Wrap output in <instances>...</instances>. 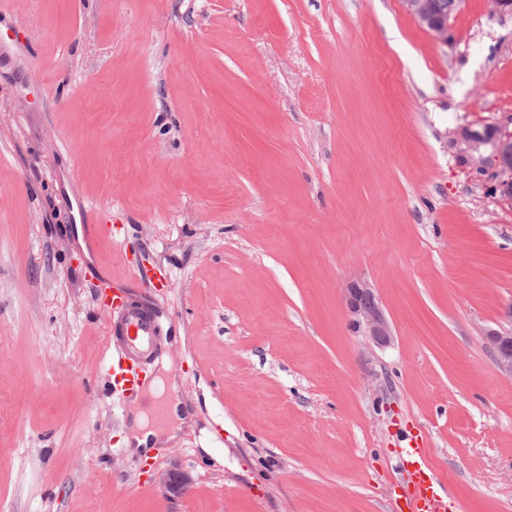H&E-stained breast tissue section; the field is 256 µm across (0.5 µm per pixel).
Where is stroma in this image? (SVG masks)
I'll list each match as a JSON object with an SVG mask.
<instances>
[{"label": "stroma", "instance_id": "1", "mask_svg": "<svg viewBox=\"0 0 512 512\" xmlns=\"http://www.w3.org/2000/svg\"><path fill=\"white\" fill-rule=\"evenodd\" d=\"M510 116L492 0L444 42L404 0H0V512H395L408 430L448 512H512V205L454 136ZM125 268L194 420L148 461L106 389ZM173 459L187 493L137 487ZM346 304L353 326L374 346L383 348L391 344V326L368 283L351 284L346 289ZM486 346L493 352L501 372L512 376V328L508 331H490L484 336Z\"/></svg>", "mask_w": 512, "mask_h": 512}]
</instances>
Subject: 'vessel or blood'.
I'll use <instances>...</instances> for the list:
<instances>
[{
	"instance_id": "1",
	"label": "vessel or blood",
	"mask_w": 512,
	"mask_h": 512,
	"mask_svg": "<svg viewBox=\"0 0 512 512\" xmlns=\"http://www.w3.org/2000/svg\"><path fill=\"white\" fill-rule=\"evenodd\" d=\"M119 314L112 322L113 335L123 341L116 360L109 363L108 387L130 397L141 393L148 363L157 344L156 315L149 304L127 302L122 291L112 294ZM427 442L422 435L407 434L400 450L402 476L409 488L407 512H447L444 481L426 457Z\"/></svg>"
}]
</instances>
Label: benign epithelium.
<instances>
[{
    "instance_id": "benign-epithelium-1",
    "label": "benign epithelium",
    "mask_w": 512,
    "mask_h": 512,
    "mask_svg": "<svg viewBox=\"0 0 512 512\" xmlns=\"http://www.w3.org/2000/svg\"><path fill=\"white\" fill-rule=\"evenodd\" d=\"M408 11L423 27L437 38L448 40L449 15H439L430 8L431 0H405ZM454 135L477 155L476 170L491 175L500 199L512 204V117L479 132L468 126L459 127ZM346 304L353 326L376 347L391 344L393 334L373 289L366 282H357L346 289ZM501 372L512 376V328L490 331L484 336ZM160 489L169 495H181L189 490L191 478L178 462L155 477Z\"/></svg>"
}]
</instances>
